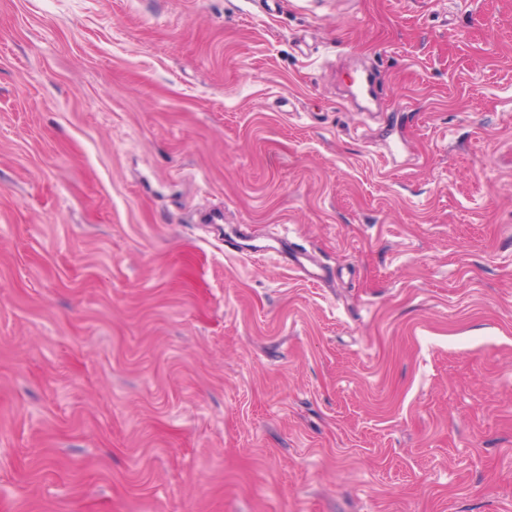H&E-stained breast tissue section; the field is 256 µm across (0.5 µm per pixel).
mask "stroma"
<instances>
[{
	"mask_svg": "<svg viewBox=\"0 0 512 512\" xmlns=\"http://www.w3.org/2000/svg\"><path fill=\"white\" fill-rule=\"evenodd\" d=\"M0 512H512V0H0Z\"/></svg>",
	"mask_w": 512,
	"mask_h": 512,
	"instance_id": "stroma-1",
	"label": "stroma"
}]
</instances>
